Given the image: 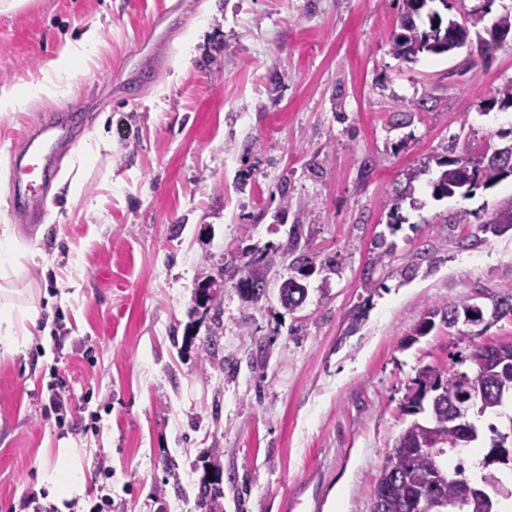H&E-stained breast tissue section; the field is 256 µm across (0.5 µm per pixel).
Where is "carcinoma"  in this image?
<instances>
[{
	"label": "carcinoma",
	"mask_w": 512,
	"mask_h": 512,
	"mask_svg": "<svg viewBox=\"0 0 512 512\" xmlns=\"http://www.w3.org/2000/svg\"><path fill=\"white\" fill-rule=\"evenodd\" d=\"M399 31L389 39L390 51L398 59L414 62L422 55L451 54L452 48L441 35L457 27L464 38H469L470 29L484 21V15L466 11L463 21L444 19L441 13L428 6L434 0H401ZM512 176V161H499L483 154L477 157H454L444 162V169L432 182L435 198L460 196L468 198L474 190L490 188ZM266 258L265 254L243 253L239 264L221 270V275L241 282L250 277L257 281L261 275L257 266ZM306 289H279V300L283 307L293 311L306 299ZM473 305L434 306L416 326L415 333L424 336L435 325V319L446 321L455 315H464ZM473 371L448 370L444 376L423 371L419 388L411 399L410 408L416 414L428 410L424 421L414 420L402 433L397 444L387 453L381 468L372 504V512H416V503L425 497L455 502L460 497H470L477 489L490 495L499 510L500 501L512 498V484H505L496 470L495 463L512 464V457L502 459L498 450L506 447L512 439V415L507 417L508 432L497 426L492 432L491 448L483 463L484 472L474 481L468 475L464 459L459 458L450 466L445 456L450 452L461 454L479 439L477 428L461 430L449 421L450 416L471 396L477 397V414L500 415V408L512 399V342L501 344L490 359H485L483 346L473 347L469 356ZM220 474L212 479H203L197 494L199 512H224L220 499L224 491L220 487Z\"/></svg>",
	"instance_id": "carcinoma-1"
}]
</instances>
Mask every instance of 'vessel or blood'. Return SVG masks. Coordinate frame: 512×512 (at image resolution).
I'll return each mask as SVG.
<instances>
[{"mask_svg":"<svg viewBox=\"0 0 512 512\" xmlns=\"http://www.w3.org/2000/svg\"><path fill=\"white\" fill-rule=\"evenodd\" d=\"M79 130L68 110L57 109L40 126L23 135L25 153L12 179L15 212L26 224L41 223L61 154L77 140Z\"/></svg>","mask_w":512,"mask_h":512,"instance_id":"1","label":"vessel or blood"}]
</instances>
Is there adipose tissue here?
<instances>
[{
    "label": "adipose tissue",
    "instance_id": "ef3b65f1",
    "mask_svg": "<svg viewBox=\"0 0 512 512\" xmlns=\"http://www.w3.org/2000/svg\"><path fill=\"white\" fill-rule=\"evenodd\" d=\"M34 305L23 289L17 288L10 275L0 276V359L19 353L27 324L34 317ZM44 481L48 501L56 506L83 493L86 477L74 463L68 449H61L55 463L46 469Z\"/></svg>",
    "mask_w": 512,
    "mask_h": 512
}]
</instances>
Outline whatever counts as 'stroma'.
Wrapping results in <instances>:
<instances>
[{"label": "stroma", "mask_w": 512, "mask_h": 512, "mask_svg": "<svg viewBox=\"0 0 512 512\" xmlns=\"http://www.w3.org/2000/svg\"><path fill=\"white\" fill-rule=\"evenodd\" d=\"M401 6L29 0L0 13V86L56 84L0 112V251L34 254L20 278L38 290L35 326L0 363V512L45 499L63 448L87 477L67 512H95L100 486L108 512H198L207 464L224 512H370L419 372H468L472 346L512 341V316L412 335L432 306L512 289V230H482L512 177L431 196L439 161L512 129V107L493 102L512 42L485 60L463 48L406 63L389 46ZM67 44L79 58L59 75ZM58 107L83 132L30 226L12 210V156ZM247 250L270 259L265 296L244 302L228 281L198 305V285ZM299 254L308 298L291 313L278 286Z\"/></svg>", "instance_id": "1"}]
</instances>
